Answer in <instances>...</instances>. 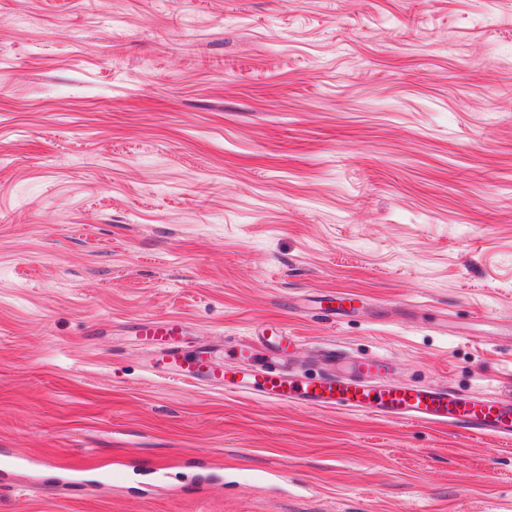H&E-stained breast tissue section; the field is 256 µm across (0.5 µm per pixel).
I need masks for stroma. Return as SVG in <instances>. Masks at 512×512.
<instances>
[{
	"label": "stroma",
	"mask_w": 512,
	"mask_h": 512,
	"mask_svg": "<svg viewBox=\"0 0 512 512\" xmlns=\"http://www.w3.org/2000/svg\"><path fill=\"white\" fill-rule=\"evenodd\" d=\"M168 317L512 393V0H0V512H512V439L171 380ZM311 302L319 303L318 313L327 319L336 318L337 321L346 313L353 312L358 308V301L352 297L326 294L320 296V300Z\"/></svg>",
	"instance_id": "obj_1"
}]
</instances>
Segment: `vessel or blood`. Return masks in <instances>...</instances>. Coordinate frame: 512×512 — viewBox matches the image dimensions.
I'll return each mask as SVG.
<instances>
[{
    "instance_id": "1",
    "label": "vessel or blood",
    "mask_w": 512,
    "mask_h": 512,
    "mask_svg": "<svg viewBox=\"0 0 512 512\" xmlns=\"http://www.w3.org/2000/svg\"><path fill=\"white\" fill-rule=\"evenodd\" d=\"M357 308L352 297L326 294L318 312L339 318ZM134 333L161 341L158 360L176 367L180 380H219L230 394L262 396L277 401H301L321 409L340 407L369 411L379 416L422 424H452L464 430L512 438V398L498 395H461L444 386L411 385L396 380L389 357L347 360L333 347L322 350V375L304 379L283 367H228L206 364L203 357L183 360L186 334L182 321L168 318L141 321Z\"/></svg>"
}]
</instances>
